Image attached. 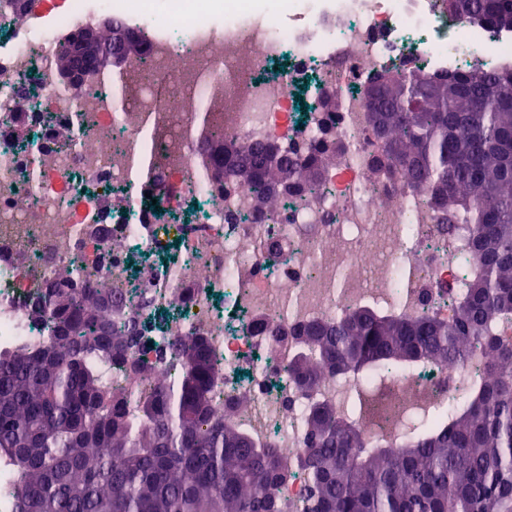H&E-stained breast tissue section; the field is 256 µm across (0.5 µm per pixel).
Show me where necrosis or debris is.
Masks as SVG:
<instances>
[{"label": "necrosis or debris", "instance_id": "4bbe7bcc", "mask_svg": "<svg viewBox=\"0 0 512 512\" xmlns=\"http://www.w3.org/2000/svg\"><path fill=\"white\" fill-rule=\"evenodd\" d=\"M104 13L146 33L145 54L119 88L92 73L66 89L60 49ZM415 59L435 73L512 69V31L448 13L440 0H27L20 13L0 0V339L25 319L32 284L75 260L97 261L101 282L120 285L169 259L143 298L176 306L169 336L208 338L224 399L243 409L254 438L302 456L298 409L328 399L344 413L364 381L330 375L301 397L285 370L300 325L365 307L455 314L468 236L402 171L381 169L382 138L361 93ZM308 83L334 91L336 108L303 124L297 97ZM24 102L40 133L29 149L14 139ZM204 107L223 119L225 139L247 144L272 139L303 154L332 132L345 151L325 174L329 194L259 212L247 180L219 187L198 165ZM77 111L89 133L60 148ZM140 145L158 157V181L129 166L127 149ZM272 242L280 253H268ZM482 366L475 354L385 377L401 414L387 430L363 429L398 449L406 413L452 408Z\"/></svg>", "mask_w": 512, "mask_h": 512}]
</instances>
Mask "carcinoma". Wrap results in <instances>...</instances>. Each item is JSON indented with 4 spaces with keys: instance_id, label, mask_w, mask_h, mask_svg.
<instances>
[{
    "instance_id": "1",
    "label": "carcinoma",
    "mask_w": 512,
    "mask_h": 512,
    "mask_svg": "<svg viewBox=\"0 0 512 512\" xmlns=\"http://www.w3.org/2000/svg\"><path fill=\"white\" fill-rule=\"evenodd\" d=\"M443 6L512 30V0ZM78 39L79 63L93 72L106 34L87 29ZM368 86L390 91L373 102L382 164L409 171L434 207L470 226L462 267L477 271L449 322L366 308L303 326L309 358L288 362V373L308 392L326 373L378 376L478 348L490 367L460 406L412 418L392 456L333 403L315 402L301 415L308 450L293 463L226 418L206 337L170 339L162 320L146 328L112 289L90 285L95 270L78 261L27 296L42 335L22 323L0 347V512H287L277 490L296 475L307 486L300 512H512V341L498 334L512 321V70L430 75L414 64ZM258 147L239 143L238 154L216 152L200 165L240 160L259 210L282 200L269 186L283 177L323 191L312 169L336 161L285 145L280 167L268 169ZM147 346L176 375L133 401L121 380L150 378L131 356ZM358 410L385 418L366 395Z\"/></svg>"
}]
</instances>
